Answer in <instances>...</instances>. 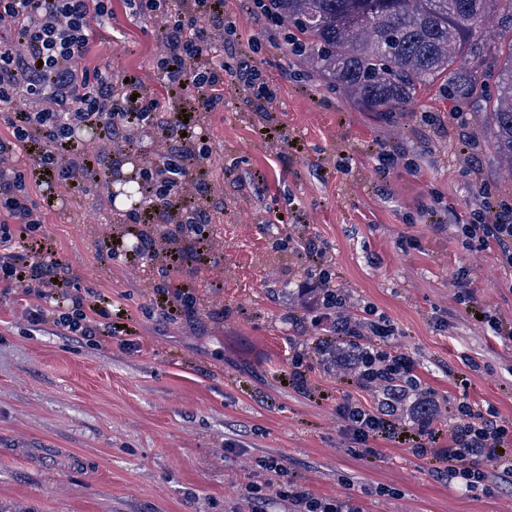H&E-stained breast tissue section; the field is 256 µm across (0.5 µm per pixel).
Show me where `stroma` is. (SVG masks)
Segmentation results:
<instances>
[{
	"label": "stroma",
	"mask_w": 512,
	"mask_h": 512,
	"mask_svg": "<svg viewBox=\"0 0 512 512\" xmlns=\"http://www.w3.org/2000/svg\"><path fill=\"white\" fill-rule=\"evenodd\" d=\"M224 13L274 98L256 106L229 84L223 109L201 115L213 253L207 270L177 276L192 317L166 318L146 273L107 258L106 243L133 227L106 187L51 194L27 178L45 213L41 243L77 270L78 288L108 298L114 328L79 343L29 326L14 294L0 293V512H291L278 499L251 503V485L267 477L356 496L363 512H512V485L497 477L464 492L408 449H351L336 412L344 387L321 354L305 383L284 379L290 347L327 342L285 294L304 272L288 239L312 236L351 304L394 324L391 346L440 397L493 405L512 422V340L476 322L453 281L466 267L479 306L505 326L512 286L495 252L464 247L423 213L441 195L468 221L483 187L512 200L486 114L434 87L404 111H359L307 73L285 28L254 22L240 0H224ZM93 39L92 64L161 94L156 33L126 0H112ZM262 126L282 128L295 148L263 142ZM382 149L414 167L379 175ZM246 170L262 175L263 195L241 180ZM271 458L280 474L263 470Z\"/></svg>",
	"instance_id": "obj_1"
}]
</instances>
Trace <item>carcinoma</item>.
Returning a JSON list of instances; mask_svg holds the SVG:
<instances>
[{"mask_svg":"<svg viewBox=\"0 0 512 512\" xmlns=\"http://www.w3.org/2000/svg\"><path fill=\"white\" fill-rule=\"evenodd\" d=\"M352 2L274 0V7L296 31L302 60L365 112L406 109L438 81L448 94L469 97L489 52L484 18L498 10L512 16V0H390V7L366 15L352 12ZM484 108L491 145L512 169V44L498 72V94Z\"/></svg>","mask_w":512,"mask_h":512,"instance_id":"obj_1","label":"carcinoma"}]
</instances>
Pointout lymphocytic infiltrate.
<instances>
[{
    "label": "lymphocytic infiltrate",
    "mask_w": 512,
    "mask_h": 512,
    "mask_svg": "<svg viewBox=\"0 0 512 512\" xmlns=\"http://www.w3.org/2000/svg\"><path fill=\"white\" fill-rule=\"evenodd\" d=\"M223 2L129 0L163 47L156 62L166 91L160 99L145 93L137 78L82 64L93 48L92 24L111 17L112 0H0V112L7 113L11 130L10 140L0 139V286L18 291L30 324L52 322L88 340L111 312L100 294L75 291L72 265L39 248L36 234L45 216L28 194L18 148L33 149L34 169L71 191L108 180L123 156L143 157L145 205L127 220L168 230L139 234L131 248L108 249V258L143 268L163 258L170 272L205 263L212 221L203 202L208 130L197 118L171 110L169 101L189 91L198 111H214L224 104L228 81L248 88L252 101L272 99L251 61L234 57L224 37ZM83 127L100 132L95 153L76 139ZM490 198L483 193L465 224H450L454 209L440 198L428 215L435 229L451 231L463 244L494 250L512 275V204L495 205ZM296 251L307 269L288 299L313 327L335 336L337 377L359 390L396 384L402 399L434 406L431 415L417 417L344 396L337 411L351 443L363 448L383 439L409 445L449 483L469 491L485 488L492 470L512 479V423L491 406L465 400L437 404L430 388L414 382L411 358L386 345L394 333L389 320L370 306L353 315L342 312L345 290L333 282L315 239L299 240Z\"/></svg>",
    "instance_id": "f902f5d3"
}]
</instances>
